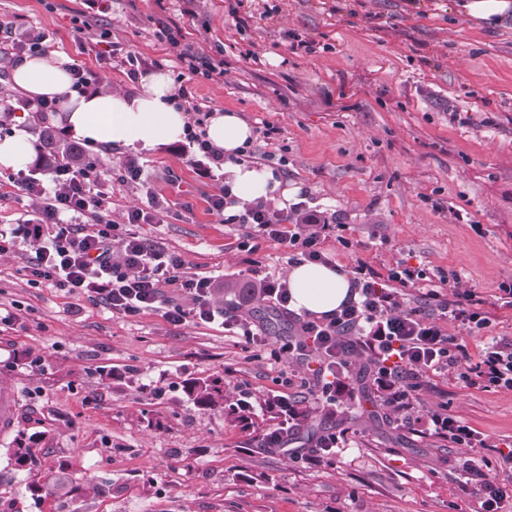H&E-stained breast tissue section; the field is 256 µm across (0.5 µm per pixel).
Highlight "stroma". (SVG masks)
<instances>
[{"label": "stroma", "mask_w": 512, "mask_h": 512, "mask_svg": "<svg viewBox=\"0 0 512 512\" xmlns=\"http://www.w3.org/2000/svg\"><path fill=\"white\" fill-rule=\"evenodd\" d=\"M87 18L90 28L77 32ZM41 31L45 46L93 76V87L129 85L123 65L100 64V33L119 55L167 69L201 112H238L253 128L252 162L284 159L276 178L289 204L334 215L340 235L323 247L333 265H371L381 275L407 263L429 280L456 274L476 291L490 322L465 337L471 362L488 340L512 342V309L500 285L512 281V26L481 29L455 0H0V23ZM179 28L171 46L164 29ZM312 52L294 49L296 39ZM207 58L209 75L189 74L183 49ZM19 56L0 35V140L12 135L24 94L9 90ZM272 126L264 137V126ZM146 186L109 183L112 218L146 203L169 204L141 234L181 256L187 272L217 283L286 278L289 255L219 223L209 199L224 183L188 142L136 155ZM32 245L0 256V512H57L55 478L83 484L78 512H473L462 490L463 449L418 437L389 417L370 386L365 358L353 356L336 396L349 419L331 463L307 467L297 432L288 449L260 436L277 426L271 391L321 412L302 383L305 370L271 350L287 339L286 317L247 301L266 344L248 346L214 324L173 326L160 313L113 316L98 303L32 283L23 268ZM43 358V369L31 367ZM219 375L229 402L250 394V426L226 409L201 410L182 388ZM447 406L491 442L512 444V391L464 378L431 376L419 410ZM44 450L41 501L25 492L28 472L10 462L14 431Z\"/></svg>", "instance_id": "obj_1"}]
</instances>
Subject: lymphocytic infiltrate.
<instances>
[{"label":"lymphocytic infiltrate","instance_id":"f902f5d3","mask_svg":"<svg viewBox=\"0 0 512 512\" xmlns=\"http://www.w3.org/2000/svg\"><path fill=\"white\" fill-rule=\"evenodd\" d=\"M103 176L92 161L80 168L59 165L43 181L20 177V192L38 198L39 203L23 224L0 229V253L36 243L35 255L24 267L33 282L86 295L113 315L128 318L154 311L174 326L216 322L245 344H261V334L238 307L214 306L211 278L186 274L180 256L166 253L141 235L139 225L159 222L162 200L147 192L146 206L129 210L124 224H114L109 197L101 189ZM228 193L224 186L211 196L210 209L216 217L240 225L247 238L265 239L287 249L295 262L327 263L322 243L329 224L312 214L303 221H291L288 213L272 209L261 199L244 212L229 215L225 212ZM419 280L418 271L405 264L385 277L368 265H358L354 298L328 316H294L297 334L280 351L303 365L316 361L304 385L321 407L336 404L337 366L344 364L346 356L363 355L385 407L408 431L438 438L452 448L488 447V440L449 415L447 408L424 416L417 409L429 375L468 358L466 347L448 336L444 321L458 323L471 333L488 326L475 291L456 290L447 299L441 289L449 284L448 276H440L424 289ZM168 288L174 290V297H165ZM412 291L418 292L421 307H407ZM470 372L488 386L512 391V344L489 343ZM508 465L512 466V448L497 450L492 458L463 461V486L475 490L477 512H503L504 490L488 471Z\"/></svg>","mask_w":512,"mask_h":512}]
</instances>
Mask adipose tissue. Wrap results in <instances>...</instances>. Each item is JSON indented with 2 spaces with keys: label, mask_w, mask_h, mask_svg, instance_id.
<instances>
[{
  "label": "adipose tissue",
  "mask_w": 512,
  "mask_h": 512,
  "mask_svg": "<svg viewBox=\"0 0 512 512\" xmlns=\"http://www.w3.org/2000/svg\"><path fill=\"white\" fill-rule=\"evenodd\" d=\"M456 9L481 28L512 22V0H458ZM71 65V59L57 50L24 57L14 65L9 87L35 100L59 102L56 122L73 139L94 147L150 151L183 138L188 114L176 105V85L167 70L138 74L128 90L99 88L79 93L72 88ZM31 119L26 112L17 116L13 135L0 140V165L15 170L27 166L32 155L27 134ZM252 136L251 126L235 112H214L206 129L210 144L228 160L224 173L232 212L258 197L274 196L280 187L270 172L236 163L240 147ZM288 288L296 311L318 316L336 310L353 290L345 273L309 262L290 267Z\"/></svg>",
  "instance_id": "1"
}]
</instances>
